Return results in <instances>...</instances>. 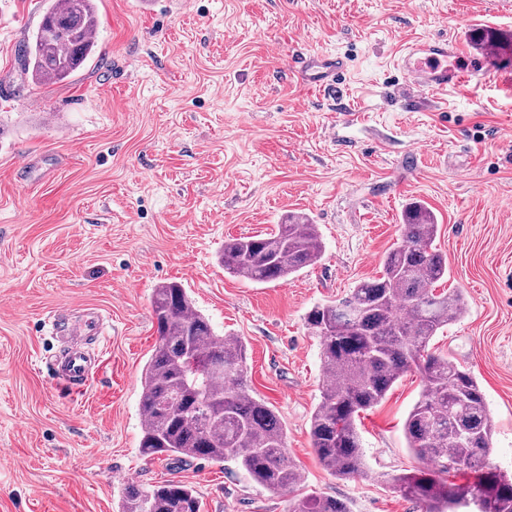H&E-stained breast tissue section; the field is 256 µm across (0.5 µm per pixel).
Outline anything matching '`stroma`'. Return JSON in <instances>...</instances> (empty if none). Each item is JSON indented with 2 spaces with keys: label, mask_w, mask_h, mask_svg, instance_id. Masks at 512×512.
Wrapping results in <instances>:
<instances>
[{
  "label": "stroma",
  "mask_w": 512,
  "mask_h": 512,
  "mask_svg": "<svg viewBox=\"0 0 512 512\" xmlns=\"http://www.w3.org/2000/svg\"><path fill=\"white\" fill-rule=\"evenodd\" d=\"M46 0H0V512H118L128 486H192L202 512H288V494L230 463L139 452L141 373L158 342L154 288L178 281L218 334L246 345L247 380L272 405L302 493L350 512H422L393 489L420 468L403 422L405 373L357 422L367 463L340 479L309 421L325 388L305 314L377 277L424 202L466 307L433 347L478 379L495 422L490 460L512 471V72L406 101L401 48L483 28L512 60L507 0H96L94 56L32 83L18 53ZM340 56L330 89L296 62ZM418 149L417 164L406 155ZM317 224L323 252L285 282L225 273V239L288 215ZM99 312L101 365L78 395L50 378L48 320Z\"/></svg>",
  "instance_id": "1"
}]
</instances>
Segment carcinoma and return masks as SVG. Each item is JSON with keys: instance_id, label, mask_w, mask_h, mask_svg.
<instances>
[{"instance_id": "obj_1", "label": "carcinoma", "mask_w": 512, "mask_h": 512, "mask_svg": "<svg viewBox=\"0 0 512 512\" xmlns=\"http://www.w3.org/2000/svg\"><path fill=\"white\" fill-rule=\"evenodd\" d=\"M96 31L94 0H48L21 50L26 77L38 84L66 80L94 54ZM437 231L427 206L408 204L403 241L385 255L380 275L306 313V328L319 341L322 370L331 378L310 418L312 448L334 475H364L360 414L378 406L414 367L424 386L403 429L424 467L394 477V488L418 502L422 512H449L455 499H478L485 512H512V472L488 461L495 424L484 393L471 372L432 351L433 337L464 307L461 292H436V284L448 278V260L434 246ZM321 253L317 225L295 217L271 233L225 241L220 262L237 278L284 282L315 264ZM152 312L158 344L141 377V455L232 462L270 492L297 491L302 472L288 456L279 417L247 383L241 338L217 335L178 282L154 289ZM163 400L171 404L161 411L157 403ZM451 473H467L472 480L456 485L448 482ZM200 509L192 487L174 481L130 488L121 506V512ZM289 512L349 510L335 498L304 495L291 499Z\"/></svg>"}]
</instances>
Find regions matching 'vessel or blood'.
<instances>
[{"mask_svg":"<svg viewBox=\"0 0 512 512\" xmlns=\"http://www.w3.org/2000/svg\"><path fill=\"white\" fill-rule=\"evenodd\" d=\"M462 51L455 40L430 38L405 47L397 60L414 88L442 94L458 88L479 73L494 70L499 62L495 51L470 55L469 67L457 64ZM299 73L310 86L327 89L335 85L344 68L340 57L312 55L299 59ZM46 368L52 379L71 394H80L89 379L95 375L97 364L82 349L74 348L61 359L47 360Z\"/></svg>","mask_w":512,"mask_h":512,"instance_id":"1","label":"vessel or blood"}]
</instances>
